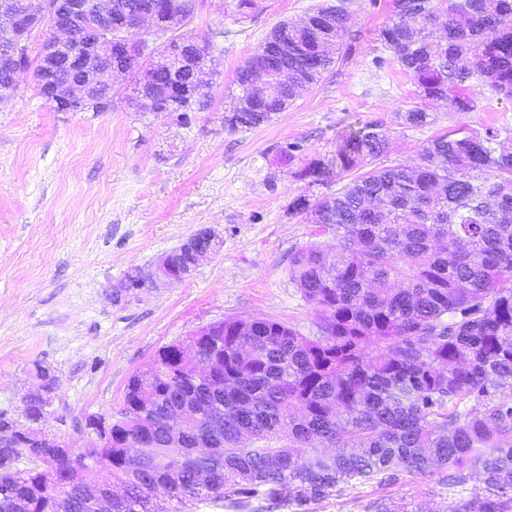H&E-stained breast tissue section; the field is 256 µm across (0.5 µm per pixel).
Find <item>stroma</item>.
Returning a JSON list of instances; mask_svg holds the SVG:
<instances>
[{"instance_id":"35a3bbf8","label":"stroma","mask_w":512,"mask_h":512,"mask_svg":"<svg viewBox=\"0 0 512 512\" xmlns=\"http://www.w3.org/2000/svg\"><path fill=\"white\" fill-rule=\"evenodd\" d=\"M316 0H260L235 21L224 0H197L185 32L218 43L212 54L210 109L190 124L171 112L135 111L129 84L112 87L107 112H58L38 92L32 69L0 103V409H15L33 362L55 377L62 418L43 429L67 440L73 419L115 413L132 374L167 345L227 318L267 317L313 335L314 313L288 277L297 250L330 240L317 224L289 218L306 189L274 164L277 147L298 142L303 159L336 156L348 127L390 129V161L414 155L433 136L467 125L512 129V102L482 88L477 111L428 105L430 125L407 128L401 110L416 105L413 85L376 40L389 0H355L353 39L321 82L288 109L251 130L224 127V93L237 67L280 21L305 16ZM222 239L185 281L114 296L198 230ZM461 492L438 477L385 488L339 483L307 512H381L408 503L418 512H453Z\"/></svg>"}]
</instances>
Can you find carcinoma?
Returning a JSON list of instances; mask_svg holds the SVG:
<instances>
[{
  "mask_svg": "<svg viewBox=\"0 0 512 512\" xmlns=\"http://www.w3.org/2000/svg\"><path fill=\"white\" fill-rule=\"evenodd\" d=\"M390 21L377 33L416 98L454 111L478 108L476 88L512 100V0H391ZM354 0H320L308 21H280L238 66L224 126L249 130L288 110L302 90L338 61L349 36ZM241 22L258 0H231ZM196 0H113L112 67L140 91L156 55L169 51L190 23ZM155 11L164 25L130 43L126 19ZM159 77L161 107L188 123L211 100L172 91ZM411 127L429 124L414 105ZM303 145L276 150L290 167ZM391 136L380 123L349 127L336 160H312L295 172L307 191L288 215L331 231L328 242L295 252L289 279L312 306L316 333L305 336L272 318H227L224 335L200 337L224 350V384L180 379L179 345L163 347L126 385L112 419V442L75 450L17 452L12 416L0 411V512H94L79 499L81 473L100 465V491L119 485L112 512H182L193 500L253 512L263 498L303 507L328 497L342 480L395 485L439 475L450 488L483 475L486 493L456 512H512V131L459 126L415 156L386 164ZM352 170L340 188L331 184ZM185 243L164 257L174 277L192 267ZM187 423L173 441L169 409ZM224 411V432L206 427ZM205 440L211 452L195 455ZM305 447V459L294 449ZM181 456L186 466L171 472ZM169 506L157 504V494Z\"/></svg>",
  "mask_w": 512,
  "mask_h": 512,
  "instance_id": "obj_1",
  "label": "carcinoma"
}]
</instances>
